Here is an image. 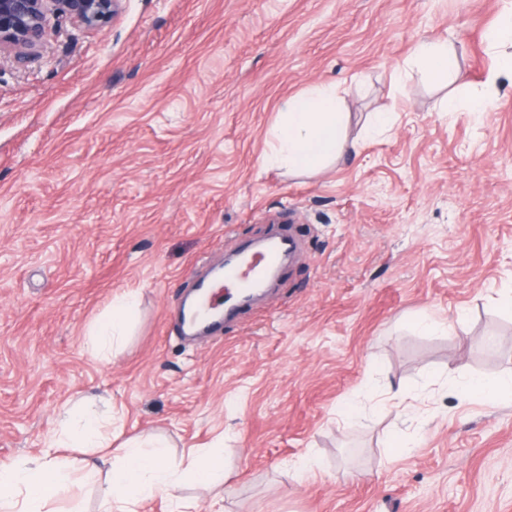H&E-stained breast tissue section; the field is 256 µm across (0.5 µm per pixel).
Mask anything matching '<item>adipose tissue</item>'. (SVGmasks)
<instances>
[{"instance_id":"obj_1","label":"adipose tissue","mask_w":512,"mask_h":512,"mask_svg":"<svg viewBox=\"0 0 512 512\" xmlns=\"http://www.w3.org/2000/svg\"><path fill=\"white\" fill-rule=\"evenodd\" d=\"M485 39L498 53L496 68L487 79L492 86L499 74H512V0L501 21L486 31ZM408 64L431 79L463 78L456 57L444 42L419 41ZM345 118L342 93L334 84L316 85L289 97L279 107L266 164L298 175L322 172L345 151ZM138 307L137 292L113 297L106 317L87 334L86 346L93 358H107L115 345L123 342ZM65 448L77 449V456H62ZM109 457L116 463L100 512H137L140 501L160 492L168 493L172 512H198L194 499L180 497L181 487L188 483L210 486L224 472V458L215 452L192 449L186 459L174 464L159 440L149 444L131 436L113 445L111 419L65 409L38 455L0 466V512H43L47 502L69 484L95 479L101 463Z\"/></svg>"}]
</instances>
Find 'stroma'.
I'll list each match as a JSON object with an SVG mask.
<instances>
[{
    "instance_id": "1",
    "label": "stroma",
    "mask_w": 512,
    "mask_h": 512,
    "mask_svg": "<svg viewBox=\"0 0 512 512\" xmlns=\"http://www.w3.org/2000/svg\"><path fill=\"white\" fill-rule=\"evenodd\" d=\"M502 7L120 0L100 30L50 18L25 62L0 50V461L37 453L70 403L174 460L220 448L226 512H512V399L447 387L512 372L492 303L512 290V87L448 113L457 84L405 69L444 40L481 89ZM323 83L345 91L357 155L266 166L279 103ZM377 112L393 128L365 138ZM270 234L299 241L277 285L179 335L187 293ZM129 289L130 336L90 358L89 326ZM395 429L416 447L390 451ZM107 485H71L54 512H97Z\"/></svg>"
}]
</instances>
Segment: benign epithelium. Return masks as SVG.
Returning <instances> with one entry per match:
<instances>
[{"label":"benign epithelium","instance_id":"benign-epithelium-1","mask_svg":"<svg viewBox=\"0 0 512 512\" xmlns=\"http://www.w3.org/2000/svg\"><path fill=\"white\" fill-rule=\"evenodd\" d=\"M118 0H0V48L25 61L39 47L48 14L74 19L88 29L100 30L114 14Z\"/></svg>","mask_w":512,"mask_h":512}]
</instances>
